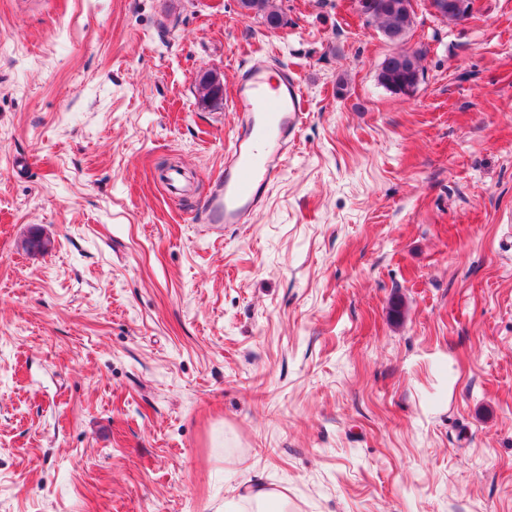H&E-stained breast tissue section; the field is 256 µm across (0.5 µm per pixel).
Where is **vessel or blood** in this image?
Masks as SVG:
<instances>
[{"label":"vessel or blood","instance_id":"vessel-or-blood-1","mask_svg":"<svg viewBox=\"0 0 512 512\" xmlns=\"http://www.w3.org/2000/svg\"><path fill=\"white\" fill-rule=\"evenodd\" d=\"M239 122L224 159V178L203 201L206 223L247 224L265 203L307 119L299 80L288 70L271 76L268 65L254 61L235 93Z\"/></svg>","mask_w":512,"mask_h":512}]
</instances>
